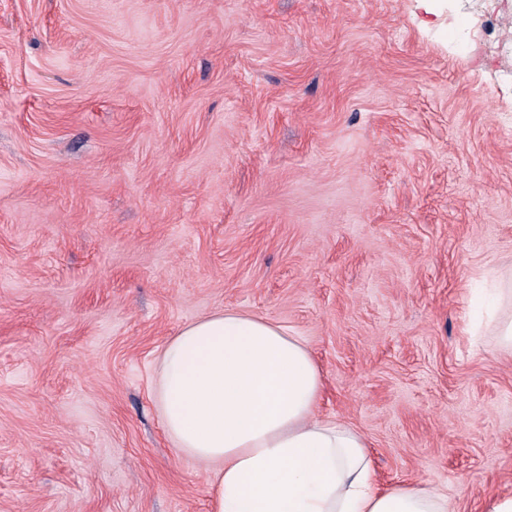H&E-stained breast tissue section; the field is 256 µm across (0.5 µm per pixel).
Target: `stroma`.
<instances>
[{
  "instance_id": "35a3bbf8",
  "label": "stroma",
  "mask_w": 512,
  "mask_h": 512,
  "mask_svg": "<svg viewBox=\"0 0 512 512\" xmlns=\"http://www.w3.org/2000/svg\"><path fill=\"white\" fill-rule=\"evenodd\" d=\"M512 0H0V512H208L154 366L299 336L377 486L512 494ZM496 279L500 288L495 289L489 322L495 329L499 349L512 354V318L498 316L501 301L512 302V269L507 273L497 274Z\"/></svg>"
}]
</instances>
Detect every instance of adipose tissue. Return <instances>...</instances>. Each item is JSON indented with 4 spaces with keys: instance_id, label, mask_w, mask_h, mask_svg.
Returning <instances> with one entry per match:
<instances>
[{
    "instance_id": "1",
    "label": "adipose tissue",
    "mask_w": 512,
    "mask_h": 512,
    "mask_svg": "<svg viewBox=\"0 0 512 512\" xmlns=\"http://www.w3.org/2000/svg\"><path fill=\"white\" fill-rule=\"evenodd\" d=\"M156 373L165 431L208 469L210 512H452L426 488H377L365 438L318 415L320 369L278 324L232 311L192 322Z\"/></svg>"
}]
</instances>
